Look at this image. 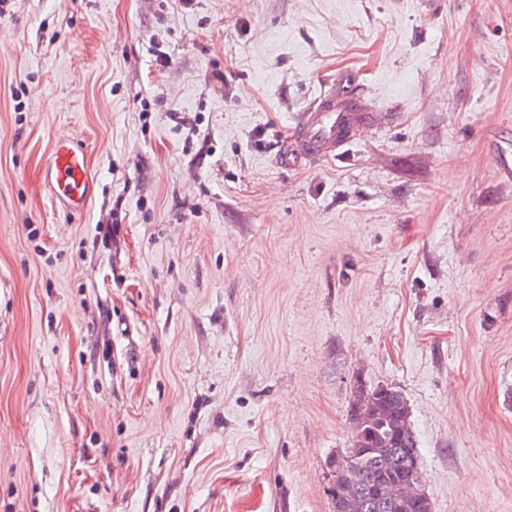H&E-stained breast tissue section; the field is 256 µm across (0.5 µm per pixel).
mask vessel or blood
<instances>
[{"mask_svg": "<svg viewBox=\"0 0 512 512\" xmlns=\"http://www.w3.org/2000/svg\"><path fill=\"white\" fill-rule=\"evenodd\" d=\"M374 121L373 114L357 111L355 105H337L334 92L323 93L296 120L293 126L296 147L280 153L279 161L281 165L291 166L304 159L334 155L345 144L344 129L368 127ZM43 179L65 212L82 213L94 193L84 142L70 137L58 139L45 161Z\"/></svg>", "mask_w": 512, "mask_h": 512, "instance_id": "vessel-or-blood-1", "label": "vessel or blood"}]
</instances>
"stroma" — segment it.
Segmentation results:
<instances>
[{
  "label": "stroma",
  "instance_id": "1",
  "mask_svg": "<svg viewBox=\"0 0 512 512\" xmlns=\"http://www.w3.org/2000/svg\"><path fill=\"white\" fill-rule=\"evenodd\" d=\"M511 146L512 0H0V512H333L360 382L432 512H512ZM356 104L336 107L334 91L325 92L306 111L302 112L293 126V140L298 149L288 148L279 155L280 164L292 166L302 159L335 155L343 147L355 126L369 127L375 122L370 112H355ZM350 128L347 138L344 129ZM43 179L65 212L81 214L94 193L84 142L70 137L58 139L45 161Z\"/></svg>",
  "mask_w": 512,
  "mask_h": 512
}]
</instances>
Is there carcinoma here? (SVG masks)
Wrapping results in <instances>:
<instances>
[{
  "label": "carcinoma",
  "mask_w": 512,
  "mask_h": 512,
  "mask_svg": "<svg viewBox=\"0 0 512 512\" xmlns=\"http://www.w3.org/2000/svg\"><path fill=\"white\" fill-rule=\"evenodd\" d=\"M402 392L384 385H358V394L349 410L350 421L362 422L351 434L347 455L360 456L352 477L361 491L360 512H422L421 507L398 502L387 495L390 486L410 474L423 477L416 467L420 459L418 437L412 425H398L410 418Z\"/></svg>",
  "instance_id": "obj_1"
}]
</instances>
